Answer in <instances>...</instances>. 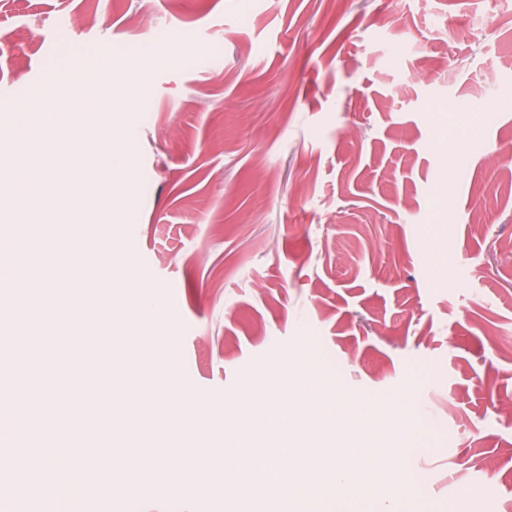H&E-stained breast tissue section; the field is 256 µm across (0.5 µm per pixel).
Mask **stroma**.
Here are the masks:
<instances>
[{
    "mask_svg": "<svg viewBox=\"0 0 512 512\" xmlns=\"http://www.w3.org/2000/svg\"><path fill=\"white\" fill-rule=\"evenodd\" d=\"M142 56L118 246L174 329L188 417L310 349L343 398L415 377L404 512H512V0H0V92ZM215 483L90 490L81 512H275Z\"/></svg>",
    "mask_w": 512,
    "mask_h": 512,
    "instance_id": "1",
    "label": "stroma"
}]
</instances>
